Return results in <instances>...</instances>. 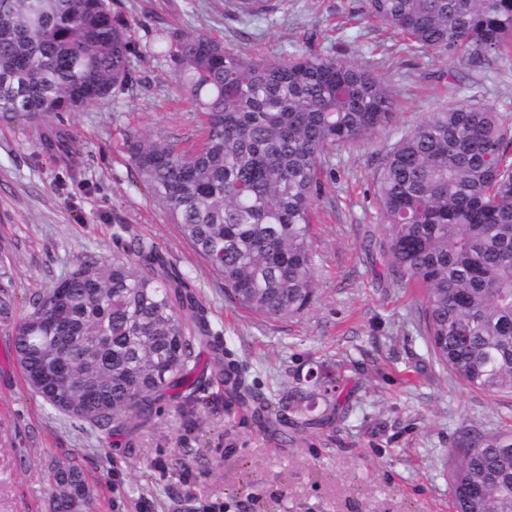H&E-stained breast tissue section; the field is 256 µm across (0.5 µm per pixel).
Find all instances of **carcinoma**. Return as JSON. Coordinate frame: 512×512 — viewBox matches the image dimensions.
I'll list each match as a JSON object with an SVG mask.
<instances>
[{"label":"carcinoma","instance_id":"carcinoma-1","mask_svg":"<svg viewBox=\"0 0 512 512\" xmlns=\"http://www.w3.org/2000/svg\"><path fill=\"white\" fill-rule=\"evenodd\" d=\"M366 15L412 48L472 66L512 55V0H365ZM286 0H239L261 19ZM134 27L108 0H0V121L23 119L39 151L69 160L66 113L131 80ZM145 51L173 67L202 112L190 147L131 133L125 149L152 197L224 278L225 297L265 318L306 311L316 297L313 204L330 160L396 118L391 86L370 68L312 49L255 60L204 33L151 30ZM512 130L485 105L431 113L382 157L375 191L387 266L425 289L422 324L435 360L463 385L512 394ZM110 256L87 255L36 294L13 326L14 355L50 407L92 427L155 402L192 396L213 330L186 279L152 242L116 234ZM216 377L270 422L298 433L328 421L295 396L283 420L244 376ZM53 512L91 505L75 462L49 475ZM454 512H512V431L475 433L448 455Z\"/></svg>","mask_w":512,"mask_h":512}]
</instances>
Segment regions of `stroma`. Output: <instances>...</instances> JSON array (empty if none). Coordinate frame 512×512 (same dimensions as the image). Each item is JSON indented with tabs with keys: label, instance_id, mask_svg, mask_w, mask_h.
Masks as SVG:
<instances>
[{
	"label": "stroma",
	"instance_id": "1",
	"mask_svg": "<svg viewBox=\"0 0 512 512\" xmlns=\"http://www.w3.org/2000/svg\"><path fill=\"white\" fill-rule=\"evenodd\" d=\"M234 0H112L140 21L132 81L110 100L67 118L75 166L38 155L29 123H0V242L11 246L13 316L85 255H111L117 225L155 242L207 311L213 350L246 371L253 390L291 407L321 366L336 387L319 411L333 424L277 433L226 386L205 379L192 398L159 402L150 420L91 428L45 404L25 382L13 336L0 330V512H52V465L77 461L93 488L90 512H452L448 453L469 433L512 425V395L463 386L431 354L422 293L396 282L374 193L382 156L444 106L489 105L512 120V57L472 68L399 49L364 15V0H288L250 20ZM199 31L256 58L309 48L371 66L393 88L391 129L332 160L318 218L317 296L303 314L267 320L237 309L224 281L182 237L141 184L124 150L128 131L192 144L194 106L175 73L146 55L149 28ZM456 80H449V73Z\"/></svg>",
	"mask_w": 512,
	"mask_h": 512
}]
</instances>
